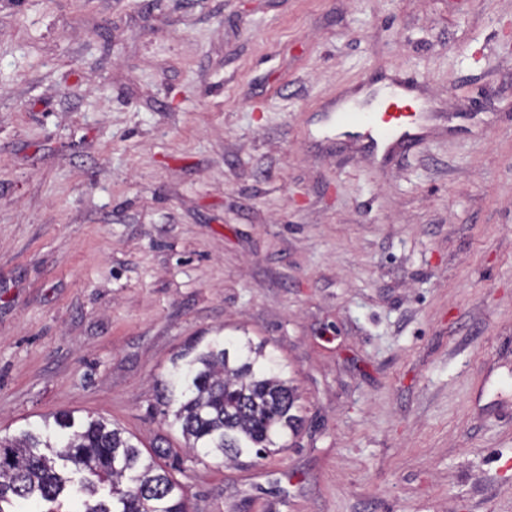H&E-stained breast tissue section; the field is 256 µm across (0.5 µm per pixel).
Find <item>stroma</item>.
<instances>
[{"instance_id": "obj_1", "label": "stroma", "mask_w": 512, "mask_h": 512, "mask_svg": "<svg viewBox=\"0 0 512 512\" xmlns=\"http://www.w3.org/2000/svg\"><path fill=\"white\" fill-rule=\"evenodd\" d=\"M393 77L386 157L334 112ZM244 333L297 443L187 452L159 383ZM56 411L189 512H512V0H0V434ZM409 105L402 97L393 95L386 105V110L391 112L382 113V130L375 122L367 126L365 137L377 145L378 140H383L385 145H397L408 147L412 140V126L422 117L417 112H408Z\"/></svg>"}]
</instances>
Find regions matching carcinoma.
I'll use <instances>...</instances> for the list:
<instances>
[{
    "mask_svg": "<svg viewBox=\"0 0 512 512\" xmlns=\"http://www.w3.org/2000/svg\"><path fill=\"white\" fill-rule=\"evenodd\" d=\"M162 384L161 414L173 415L188 447L236 461L264 459L299 436L300 394L294 378L252 340H214L177 356ZM133 438L102 419L70 412L45 416L11 437L0 436V512H188L182 487Z\"/></svg>",
    "mask_w": 512,
    "mask_h": 512,
    "instance_id": "carcinoma-1",
    "label": "carcinoma"
}]
</instances>
